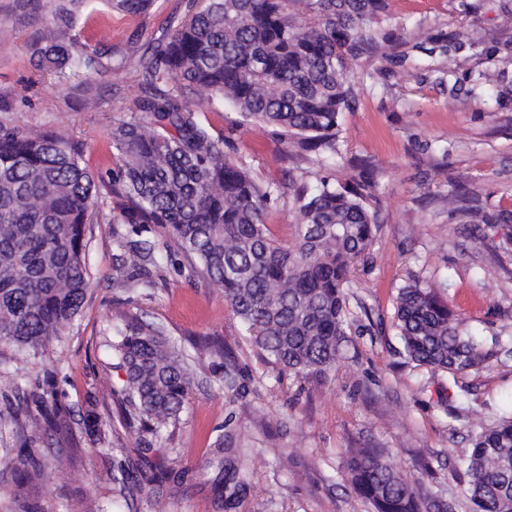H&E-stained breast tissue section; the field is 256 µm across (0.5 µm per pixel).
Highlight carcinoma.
I'll return each instance as SVG.
<instances>
[{
    "mask_svg": "<svg viewBox=\"0 0 512 512\" xmlns=\"http://www.w3.org/2000/svg\"><path fill=\"white\" fill-rule=\"evenodd\" d=\"M125 15L150 11L154 0H109ZM83 0H60L51 43L36 49L41 66L68 80L75 68H104V52L77 45L73 34ZM386 0H187L176 25L141 57V92L135 109L107 131L113 167L94 174L82 165L81 145L53 131L0 125V345L24 360L61 340L83 307L90 287L85 230L95 216L99 189L131 225L117 242L127 291L154 288L159 247L148 235L158 224L201 272L224 287V300L254 344L277 366L301 379H328L344 357L351 335L350 288L357 264L370 253L377 224L362 193L372 175L345 185L296 175L286 184H264L243 157L224 153V135L202 122V105L227 104L240 126L281 129L311 162L336 155L341 115L356 100L350 65L367 50L385 52L379 25ZM293 192L297 235L285 248L269 236L272 200ZM451 204L468 223L511 224L512 211L488 213L455 187ZM394 325L407 358L452 377L478 370L492 356L469 334L441 286L412 279L398 289ZM123 373L115 394L130 421L157 436L180 420L197 381L194 360L154 321L134 319L110 344ZM204 347L219 361L211 373L224 391L238 388L235 361L224 347ZM12 407L17 476L45 475L31 447L44 431L70 448L111 446L112 495L124 500L157 491L150 478L132 488L134 462L112 447V428L93 408L80 432L58 374L15 395ZM215 487L226 504L245 485V473L224 458V436L215 441ZM346 470L354 491L372 512H448V504L407 484L377 448H353ZM471 512H512V418L474 434L466 461Z\"/></svg>",
    "mask_w": 512,
    "mask_h": 512,
    "instance_id": "carcinoma-1",
    "label": "carcinoma"
}]
</instances>
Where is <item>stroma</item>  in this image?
Wrapping results in <instances>:
<instances>
[{"label":"stroma","instance_id":"35a3bbf8","mask_svg":"<svg viewBox=\"0 0 512 512\" xmlns=\"http://www.w3.org/2000/svg\"><path fill=\"white\" fill-rule=\"evenodd\" d=\"M56 5L0 0V29L9 33L0 41V122L64 132L82 143L84 166L103 172L112 167L107 128L141 94L137 60L182 15L184 0H154L140 17L110 11L106 0H89L80 10L79 42L95 45L102 22H109L107 49L126 61L96 75L93 112L81 104L78 77L60 84L31 59L35 44L47 43L55 28ZM382 27L390 54L368 53L354 63L350 78L359 96L340 118L330 171L343 182L357 176L359 161L374 167L366 194L378 230L353 288V302L366 307L370 327L352 336L347 359L328 381L301 380L270 363L225 302L223 288L189 276V258L160 226L152 228L163 256L154 295L117 302L123 277L117 241L129 227L113 221L108 202L86 227L91 287L68 334L37 358L0 371V394L58 372L71 424H78L81 410L96 406L136 462V479L152 476L157 465L167 468L173 483L159 496L139 497V512H224L211 466L221 433L231 435L233 454L251 475L235 512H370L345 473L352 448L381 449L410 486L442 495L453 512H468L461 472L470 438L480 425L512 412V343L480 372L463 377V390L452 395L448 373L403 357L393 316L399 288L415 277L444 283L449 306L482 346L512 328V242L499 227L469 234L448 203L449 192L461 185L487 210L512 209V59L492 62L493 78L484 81L476 73L485 67L470 48L474 42L512 44V0H388ZM428 36L461 48L446 56L420 49ZM201 119L224 136L226 153L246 157L263 182L282 181L291 169L320 175L279 128L235 127V113L221 103ZM140 316L162 323L185 345L223 341L241 369V395L207 382L188 396L170 436L149 442L126 427L112 397L119 377L104 339ZM15 445L10 430L0 431V512L23 501L39 512H127L110 492L107 449L87 446L69 459L47 457L43 480L27 483L15 474Z\"/></svg>","mask_w":512,"mask_h":512}]
</instances>
